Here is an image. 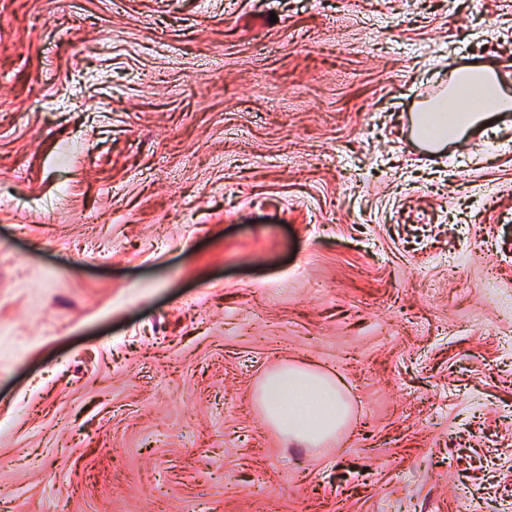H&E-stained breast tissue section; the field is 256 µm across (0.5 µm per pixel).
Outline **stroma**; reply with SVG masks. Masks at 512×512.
Wrapping results in <instances>:
<instances>
[{"label": "stroma", "mask_w": 512, "mask_h": 512, "mask_svg": "<svg viewBox=\"0 0 512 512\" xmlns=\"http://www.w3.org/2000/svg\"><path fill=\"white\" fill-rule=\"evenodd\" d=\"M469 62L512 0H0V512L512 502V119L405 127ZM259 399L270 424L288 437L314 445L335 436L348 415L333 379L293 364L265 375Z\"/></svg>", "instance_id": "35a3bbf8"}]
</instances>
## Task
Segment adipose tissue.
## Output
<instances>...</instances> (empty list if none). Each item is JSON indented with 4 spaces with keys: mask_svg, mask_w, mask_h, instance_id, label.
Masks as SVG:
<instances>
[{
    "mask_svg": "<svg viewBox=\"0 0 512 512\" xmlns=\"http://www.w3.org/2000/svg\"><path fill=\"white\" fill-rule=\"evenodd\" d=\"M452 77L459 87L481 86L482 93L474 106L481 119L512 108V95L492 68L461 67L453 71ZM259 399L270 424L288 437L314 445L335 436L348 415V405L333 379L293 364L265 375Z\"/></svg>",
    "mask_w": 512,
    "mask_h": 512,
    "instance_id": "obj_1",
    "label": "adipose tissue"
}]
</instances>
